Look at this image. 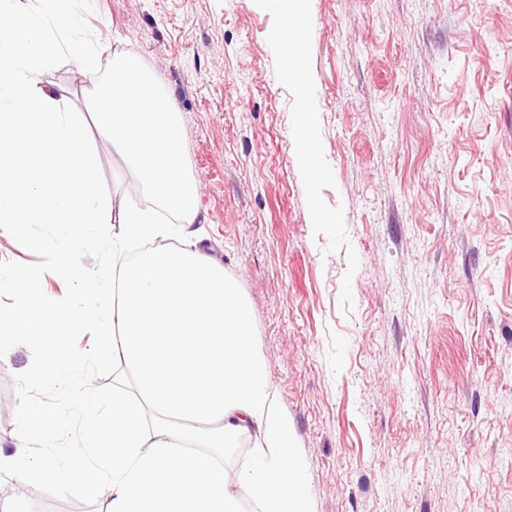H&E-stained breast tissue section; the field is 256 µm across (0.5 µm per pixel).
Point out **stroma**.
Wrapping results in <instances>:
<instances>
[{
    "instance_id": "obj_1",
    "label": "stroma",
    "mask_w": 512,
    "mask_h": 512,
    "mask_svg": "<svg viewBox=\"0 0 512 512\" xmlns=\"http://www.w3.org/2000/svg\"><path fill=\"white\" fill-rule=\"evenodd\" d=\"M102 57L137 56L183 120L200 248L238 280L295 430L311 512H512V0H308L307 87L266 0H71ZM111 70L63 55L74 112ZM320 170L298 160L302 123ZM90 140L116 197L138 182ZM326 223H317V215ZM118 224L76 249L111 265ZM54 227L0 228V277L50 263ZM77 334L74 377L0 348V453L66 466L83 397L127 391ZM52 419L23 435L28 408ZM11 512H106L103 489L0 475ZM280 39L284 42L285 52H286V66L285 70L287 76H291L301 83L302 86H306L307 78L304 70L301 67L304 51H305V43L303 41H299L298 44H290L288 41H284L282 38V29L279 33ZM289 60V62H288ZM291 64V65H290Z\"/></svg>"
}]
</instances>
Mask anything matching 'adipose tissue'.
Masks as SVG:
<instances>
[{
	"label": "adipose tissue",
	"mask_w": 512,
	"mask_h": 512,
	"mask_svg": "<svg viewBox=\"0 0 512 512\" xmlns=\"http://www.w3.org/2000/svg\"><path fill=\"white\" fill-rule=\"evenodd\" d=\"M61 3L0 8V224H51L69 243L53 265L0 281L14 297L0 309V347L43 339L47 350L31 375L62 378L84 366L71 336L91 332L99 362L115 352L133 371L137 396L89 406L67 467L19 451L0 455V472L22 469L31 484H108L107 512H241L245 499L257 512H311L293 426L269 387L238 281L197 249L147 250L93 274L73 256V246L109 222L131 240L166 237L171 216L188 230L196 198L182 174L181 114L137 56L113 60L90 115L45 87L62 51L83 72L103 67L97 39ZM90 122L120 148L146 202L116 200L104 187ZM49 276L78 284L77 294L46 301L37 286ZM247 436L254 453L234 483L214 452Z\"/></svg>",
	"instance_id": "1"
}]
</instances>
